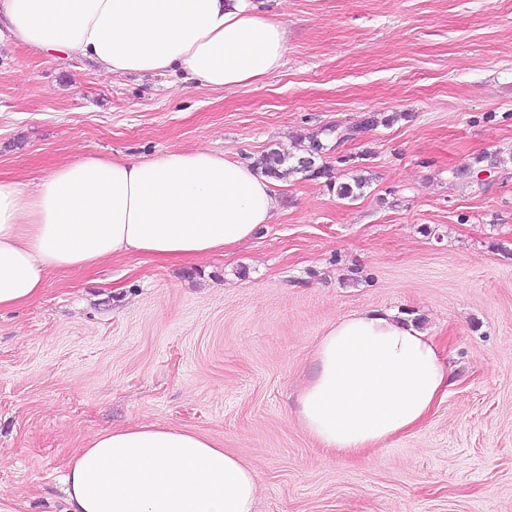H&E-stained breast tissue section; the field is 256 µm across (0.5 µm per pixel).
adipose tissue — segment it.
<instances>
[{
	"label": "adipose tissue",
	"instance_id": "ef3b65f1",
	"mask_svg": "<svg viewBox=\"0 0 512 512\" xmlns=\"http://www.w3.org/2000/svg\"><path fill=\"white\" fill-rule=\"evenodd\" d=\"M4 38L105 76L181 72L213 90L254 84L288 50L285 24L254 0H0ZM277 208L267 176L205 149L81 155L31 186L0 178V311L39 299L54 271L229 252ZM448 385L432 337L392 313L358 312L320 337L297 414L322 448L356 456L420 426ZM64 484L67 512H252L258 476L206 436L152 424L89 438Z\"/></svg>",
	"mask_w": 512,
	"mask_h": 512
}]
</instances>
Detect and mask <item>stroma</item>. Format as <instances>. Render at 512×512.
I'll return each mask as SVG.
<instances>
[{"mask_svg": "<svg viewBox=\"0 0 512 512\" xmlns=\"http://www.w3.org/2000/svg\"><path fill=\"white\" fill-rule=\"evenodd\" d=\"M257 2L288 52L234 90L0 41L1 177L316 141L330 169L276 181L272 223L228 254L53 272L0 311V512H63L72 456L138 424L248 462L253 512H512V0ZM356 176L360 195L338 197ZM365 310L414 322L451 371L426 420L367 460L321 448L295 401L325 329Z\"/></svg>", "mask_w": 512, "mask_h": 512, "instance_id": "35a3bbf8", "label": "stroma"}]
</instances>
